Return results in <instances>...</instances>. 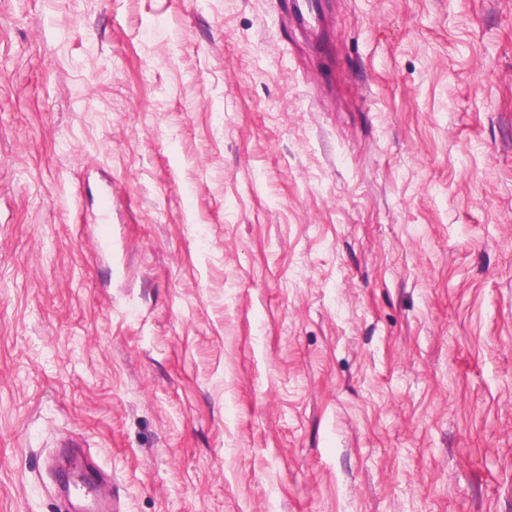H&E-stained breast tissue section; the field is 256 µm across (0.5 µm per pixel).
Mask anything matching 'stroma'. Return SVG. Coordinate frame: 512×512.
I'll use <instances>...</instances> for the list:
<instances>
[{
  "label": "stroma",
  "mask_w": 512,
  "mask_h": 512,
  "mask_svg": "<svg viewBox=\"0 0 512 512\" xmlns=\"http://www.w3.org/2000/svg\"><path fill=\"white\" fill-rule=\"evenodd\" d=\"M296 2L0 0V512H512V0Z\"/></svg>",
  "instance_id": "1"
}]
</instances>
